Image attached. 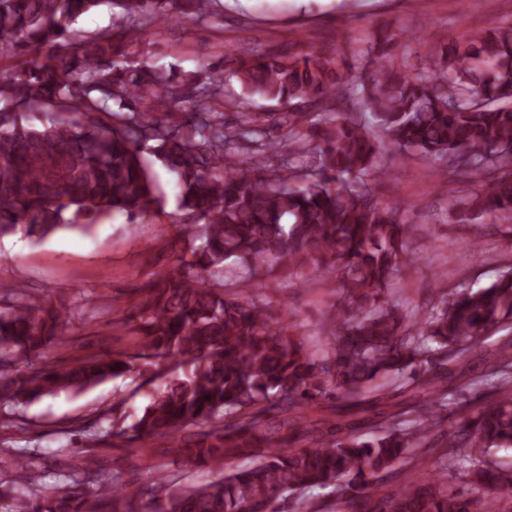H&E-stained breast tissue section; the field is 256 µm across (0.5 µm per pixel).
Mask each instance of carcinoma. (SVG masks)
<instances>
[{"label":"carcinoma","mask_w":512,"mask_h":512,"mask_svg":"<svg viewBox=\"0 0 512 512\" xmlns=\"http://www.w3.org/2000/svg\"><path fill=\"white\" fill-rule=\"evenodd\" d=\"M209 2L114 0L112 30L89 37L75 24L101 0H0V57L35 51L0 80V238L88 232L115 215L141 222L156 203L146 150L175 175L179 223L195 232L119 317L143 337L133 355L57 358L13 375L19 357L62 335L67 314L1 285L0 403L134 377L152 386L149 402L132 424L112 421V438L159 441L182 472L248 452L257 463L204 484L155 475L124 491L97 468L90 429L65 473L84 494L48 485L37 457L17 454L0 459V512H279L315 487L336 490V512H512V463L494 460L512 448V341L483 348L512 320V264L474 292L436 286L425 317L405 321L385 297L415 263L413 225L372 189L394 149L444 159L440 188L482 180L449 219L512 224V20L430 49L420 70L396 62L399 34L387 28L358 53L361 76L345 55L314 48L240 49L227 75L124 61L148 22L197 20ZM231 80L242 90L232 125L214 106ZM256 98L289 111L255 112ZM276 268L332 276L345 305L324 316L320 353L265 301L224 289L227 270L260 289ZM485 384L467 409L462 394ZM424 446L442 453L411 465L421 476L369 494ZM450 467L465 489L448 486Z\"/></svg>","instance_id":"1"}]
</instances>
